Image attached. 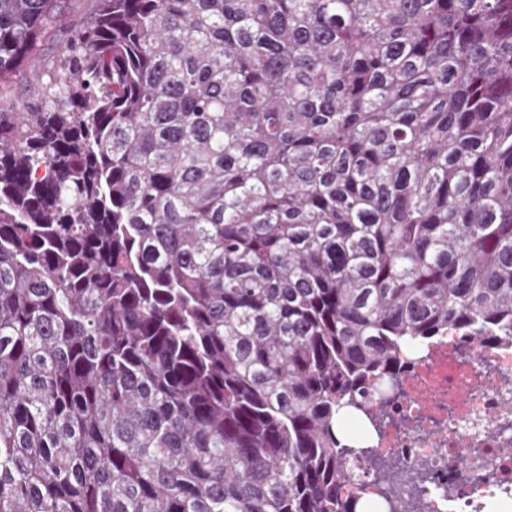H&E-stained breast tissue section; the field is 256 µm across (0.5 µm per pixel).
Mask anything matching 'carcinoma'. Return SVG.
Returning <instances> with one entry per match:
<instances>
[{"label":"carcinoma","mask_w":512,"mask_h":512,"mask_svg":"<svg viewBox=\"0 0 512 512\" xmlns=\"http://www.w3.org/2000/svg\"><path fill=\"white\" fill-rule=\"evenodd\" d=\"M0 0V512L340 497L407 346L512 328V0ZM97 0H65V26L80 24L96 9ZM65 29L57 28L55 36H42L38 43V60L35 65L23 67L13 77L10 90L13 101L18 108L25 109L36 101L42 81V71L56 63Z\"/></svg>","instance_id":"obj_1"}]
</instances>
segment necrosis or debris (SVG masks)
I'll list each match as a JSON object with an SVG mask.
<instances>
[{
	"label": "necrosis or debris",
	"mask_w": 512,
	"mask_h": 512,
	"mask_svg": "<svg viewBox=\"0 0 512 512\" xmlns=\"http://www.w3.org/2000/svg\"><path fill=\"white\" fill-rule=\"evenodd\" d=\"M394 384L367 401L375 425L369 457L397 459L426 475L389 483L351 465L342 497L358 495L393 512H512V336L483 347L456 333L429 342Z\"/></svg>",
	"instance_id": "4bbe7bcc"
}]
</instances>
